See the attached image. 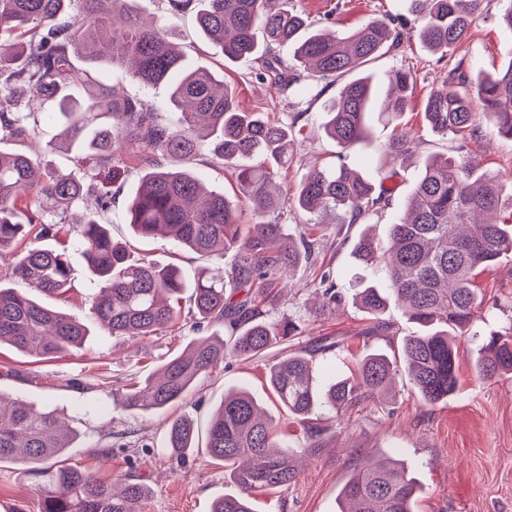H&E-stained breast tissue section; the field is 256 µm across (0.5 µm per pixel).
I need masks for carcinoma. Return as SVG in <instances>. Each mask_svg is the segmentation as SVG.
I'll return each mask as SVG.
<instances>
[{
	"mask_svg": "<svg viewBox=\"0 0 512 512\" xmlns=\"http://www.w3.org/2000/svg\"><path fill=\"white\" fill-rule=\"evenodd\" d=\"M131 0H0V95L14 111L0 112V141L36 135L34 109L56 105L61 138L53 150L68 153L77 145L82 171L62 175L50 161L21 151L0 149V253H15L5 274L37 293L62 296L71 288L66 251L43 245L56 239L57 223L40 214L39 197L66 212L86 193L89 171L100 176V211L112 204L115 151L129 142L153 154L128 209V224L141 237L165 235L201 256L233 253L234 263L217 274L204 272L189 281L173 265L133 258L112 239L106 225L91 214L82 223L76 247L100 284L91 315L110 336L144 340L179 323L185 293L198 323L215 329L206 339L192 338L160 367L156 377L130 393L134 410L165 409L190 391L196 379L229 359H250L283 346L269 371L273 394L288 413L307 423V449L326 447L329 427L308 415L327 405L340 418L355 406L395 395L394 381L405 373L422 402L434 406L458 389L456 337L477 335L485 304L476 275L512 257V226L485 220L512 213V192L494 175L478 174L464 156H434L421 162L419 179L404 216L389 224L382 250L370 232L357 244L358 260L372 266L376 284L350 288L351 300L370 325L366 336H385L393 324L385 318L393 301L418 331L402 344L404 368L382 353L366 354L351 376H336L318 386L313 357L335 347L328 337L308 350L289 345L298 325L278 316L283 278L314 251L313 238L292 240L285 225L245 224L238 202L205 190L190 169L206 148L232 168V175L253 212L265 213L281 202L276 180L286 177L296 139L292 127L274 123L262 112H245L235 92L208 69L187 70L176 34L140 19ZM196 11L204 36L221 47L224 58L250 61L262 45L288 43L310 66L315 81H334L356 72L382 50L397 49L402 32L391 21L374 18L356 32L339 37L312 28L305 16L277 0H202ZM483 0H409L417 36L434 54L466 41ZM508 62L495 74L458 65L448 81L424 100V120L441 137L464 141L487 125L512 139V45ZM82 58L85 66L77 65ZM128 62L143 86L172 84L171 99L182 107L174 122H164L142 97L118 95L96 80L101 64ZM264 70L288 86L299 75L270 56ZM413 73L400 68L388 75L385 109L379 115L396 122L408 108ZM83 86L87 95L72 89ZM373 85L367 78L346 82L328 106L321 125L340 148L337 161L310 168L292 192V205L307 212L342 210L349 223H366L389 205V189L375 192L370 179L343 161V152L364 142L372 112ZM412 132L396 127L387 154L396 163L413 156ZM321 311L332 314L345 301L336 278L322 271L314 278ZM90 335L86 321L43 305L34 297L0 285V344L26 355L52 358L79 347ZM474 372L480 381L512 374V334H491L479 350ZM191 419L178 416L167 426L166 447L184 456L194 447ZM74 440L72 429L55 411L38 410L18 399L0 397V462L19 460L48 475L39 488L40 512H139L147 488L124 482L117 490L95 471L61 463ZM206 449L224 463L238 492L214 501L212 512H253L256 491L286 487L298 478L295 450L253 397L240 389L224 396L213 413ZM419 491L396 460L366 458L340 493V512H412Z\"/></svg>",
	"mask_w": 512,
	"mask_h": 512,
	"instance_id": "carcinoma-1",
	"label": "carcinoma"
}]
</instances>
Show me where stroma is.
Masks as SVG:
<instances>
[{"mask_svg":"<svg viewBox=\"0 0 512 512\" xmlns=\"http://www.w3.org/2000/svg\"><path fill=\"white\" fill-rule=\"evenodd\" d=\"M288 3L305 10L319 26H333L340 35L357 30L371 18L398 20L403 32L400 48L380 55L361 74L371 78L381 94L389 73L408 66L414 72L411 102L403 121L418 139L415 159L395 172L386 167L383 150L393 128L375 120L370 123L367 141L346 157L347 163L362 174L391 187L390 205L384 213L373 217L370 225L346 227L341 224V213L334 211L312 216L279 209L260 217L286 224L292 237L308 231L318 240L314 254L295 269L293 287L280 311L299 325L297 343H306L315 336L343 341V348L316 359L317 378L322 381L353 372L357 357L375 351L400 354L405 336L413 330L401 309L393 304L386 313L394 325L392 333L382 339H364L360 335L367 325L363 313L350 306L341 315L322 314L310 288L315 273L326 268L333 269L344 285L364 277L365 270L352 252L353 242L367 229L379 241H386L392 217L402 212L418 180V160L458 150L471 157L477 172L497 174L504 184L512 183V141L488 130L461 145L432 133L423 121L427 93L447 79L449 70L460 64L467 69L497 71L512 33L499 24L503 0H484L470 38L443 57L430 53L417 39L406 0ZM132 7L143 19H157L175 31L185 65L208 68L223 79L234 89L244 111L265 112L281 122H294L299 148L288 170L289 185H296L314 164L335 159L337 147L324 136L321 122L325 109L336 98L339 83L316 82L305 72L287 87L269 78L259 79L260 61H226L221 50L202 37L193 13L171 11L167 0H133ZM94 75L125 94L149 99L163 120H172L175 107L170 101L169 84L142 86L120 64L95 70ZM295 112L301 115L296 122L291 119ZM116 165L119 179L104 221L114 239L130 243L134 257L162 265L177 264L190 280L202 269L231 265L233 257L229 254L203 257L168 238L136 236L128 224L127 209L151 164L145 154L128 149L117 157ZM192 167L207 190L242 198L230 169L209 151H201ZM260 218L248 209L242 214L246 224ZM71 263L73 290L63 297L49 298L48 303L84 317L98 285L80 255H73ZM477 282L484 295L500 301L499 306L482 313L480 332H512V268L482 273ZM192 336V319L186 313L178 326L134 345L104 337L96 327L81 346L54 358L31 357L4 345L0 347V394L55 410L65 417L76 433L72 448L65 453L69 464L93 469L115 482L130 479L144 483L148 494L141 503V512H211L216 498L235 493L236 488L223 463L214 460L206 448L193 449L182 460L170 453L165 435L172 417L183 415L193 419L198 428H206L225 390L243 386L271 416L289 444L305 445L306 436L268 385V373L282 355L278 347L202 375L173 407L126 410L123 401L130 388L143 383L166 360L181 352ZM457 345L459 389L452 400L423 405L405 377H398L400 391L393 416H386L370 402L350 410L344 418L345 431L333 447L316 449L314 455L301 459L295 483L255 493V512H338V492L360 459L385 454L399 459L418 482L415 512H512V375L477 381L473 371L475 342L463 337ZM43 481L41 473L15 462H1L0 512H39L37 489Z\"/></svg>","mask_w":512,"mask_h":512,"instance_id":"stroma-1","label":"stroma"}]
</instances>
